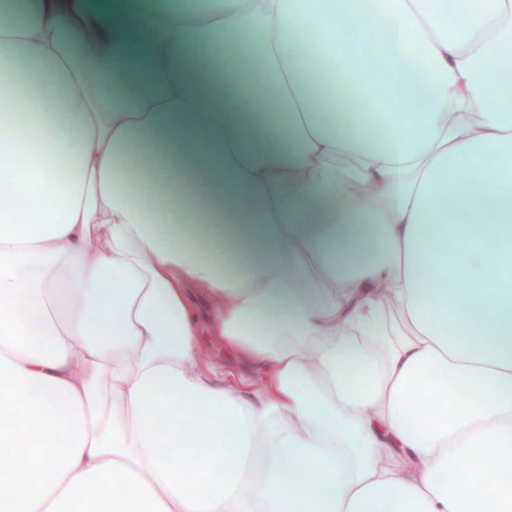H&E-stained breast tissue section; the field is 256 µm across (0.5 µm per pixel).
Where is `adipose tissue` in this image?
Returning <instances> with one entry per match:
<instances>
[{
    "mask_svg": "<svg viewBox=\"0 0 512 512\" xmlns=\"http://www.w3.org/2000/svg\"><path fill=\"white\" fill-rule=\"evenodd\" d=\"M0 86L7 512H512V0H26Z\"/></svg>",
    "mask_w": 512,
    "mask_h": 512,
    "instance_id": "adipose-tissue-1",
    "label": "adipose tissue"
}]
</instances>
